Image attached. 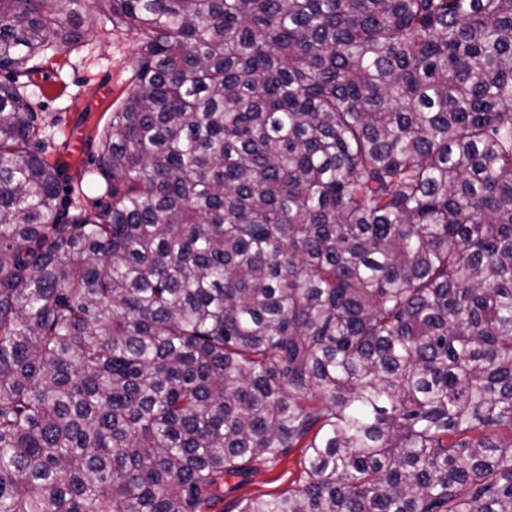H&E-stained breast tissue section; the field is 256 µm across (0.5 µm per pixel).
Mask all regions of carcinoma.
Returning <instances> with one entry per match:
<instances>
[{
    "label": "carcinoma",
    "mask_w": 512,
    "mask_h": 512,
    "mask_svg": "<svg viewBox=\"0 0 512 512\" xmlns=\"http://www.w3.org/2000/svg\"><path fill=\"white\" fill-rule=\"evenodd\" d=\"M107 2L94 215L0 81V512H512V0ZM300 452L292 449L272 468L259 462H250L253 472L246 478H231L224 488V512H238L244 500L262 495H276L296 486L299 474Z\"/></svg>",
    "instance_id": "1"
}]
</instances>
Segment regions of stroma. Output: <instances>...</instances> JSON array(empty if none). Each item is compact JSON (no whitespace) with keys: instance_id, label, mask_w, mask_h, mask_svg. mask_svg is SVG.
Masks as SVG:
<instances>
[{"instance_id":"obj_1","label":"stroma","mask_w":512,"mask_h":512,"mask_svg":"<svg viewBox=\"0 0 512 512\" xmlns=\"http://www.w3.org/2000/svg\"><path fill=\"white\" fill-rule=\"evenodd\" d=\"M79 31L74 43L54 44L36 57L15 82L44 123L40 147L61 167L67 211L91 214L98 209L104 183L86 173L95 169L99 139L133 87L138 39L128 28L113 25L97 0L81 9ZM299 459L294 449L274 467L256 462L248 477L230 479L224 512H238L246 499L293 487Z\"/></svg>"}]
</instances>
